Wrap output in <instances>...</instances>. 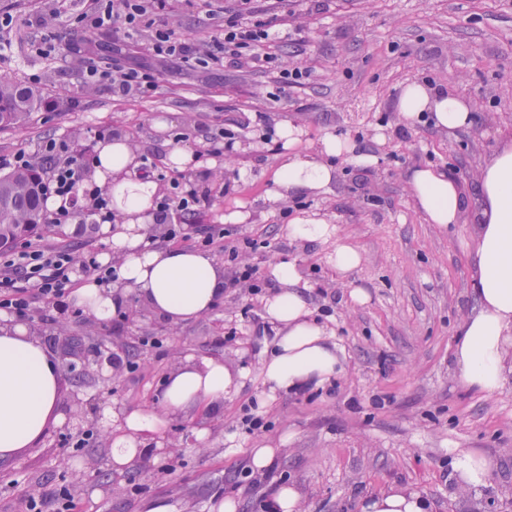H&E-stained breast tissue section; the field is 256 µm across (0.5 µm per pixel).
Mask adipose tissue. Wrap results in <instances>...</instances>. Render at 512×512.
<instances>
[{"label": "adipose tissue", "mask_w": 512, "mask_h": 512, "mask_svg": "<svg viewBox=\"0 0 512 512\" xmlns=\"http://www.w3.org/2000/svg\"><path fill=\"white\" fill-rule=\"evenodd\" d=\"M396 110L406 125L423 113L433 115L434 126L456 133L473 123L474 108L455 93L417 81L401 86ZM302 130L281 122L278 135L287 156L275 170L266 194L271 203L299 195L330 193L336 180L334 158L359 165L374 163L352 139L325 134L311 153H299ZM138 165L136 153L122 136L99 142L95 168L98 179L109 183L112 209V249L122 257L119 280L134 289L155 313L173 324L195 320L214 308L224 293V268L209 253L159 247L146 240L154 221L151 212L159 186L152 180L131 177ZM415 206L424 221L442 227L461 223L466 198L457 179L434 167H413L408 175ZM479 205L472 259V290L476 307L462 321L455 339L453 363L458 382L491 395L505 382L512 357V142L486 160L473 185ZM288 235L305 243L333 242L330 264L347 273L363 261L351 238L338 235L318 213H303L288 224ZM274 292L264 301V312L277 329L270 355L260 368L267 398L280 391L320 386L344 371L334 333L313 316L306 287L296 261L279 260L269 266ZM75 306L97 319L108 318L122 301L121 291L88 280L72 293ZM247 371L208 358L186 359L163 382L159 401L164 414L193 409L219 410L234 395ZM164 415L133 411L125 414L121 432L112 440L114 469L131 466L144 451V434L158 433ZM60 375L51 352L22 325L0 327V462L34 447L50 425L61 419ZM362 512H430L421 494L400 487L363 499Z\"/></svg>", "instance_id": "1"}]
</instances>
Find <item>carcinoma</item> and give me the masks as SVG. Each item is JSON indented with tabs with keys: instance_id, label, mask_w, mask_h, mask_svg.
Returning <instances> with one entry per match:
<instances>
[{
	"instance_id": "carcinoma-1",
	"label": "carcinoma",
	"mask_w": 512,
	"mask_h": 512,
	"mask_svg": "<svg viewBox=\"0 0 512 512\" xmlns=\"http://www.w3.org/2000/svg\"><path fill=\"white\" fill-rule=\"evenodd\" d=\"M46 104L42 91L0 79V130L23 125ZM43 175L30 169L0 174V249L45 233L60 236L63 225L47 223Z\"/></svg>"
}]
</instances>
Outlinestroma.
<instances>
[{
	"label": "stroma",
	"instance_id": "1",
	"mask_svg": "<svg viewBox=\"0 0 512 512\" xmlns=\"http://www.w3.org/2000/svg\"><path fill=\"white\" fill-rule=\"evenodd\" d=\"M236 0H170L157 23L176 37L206 40L224 26ZM83 0H0L12 22L0 27V77L44 91L48 103L18 128L0 132V157L33 152L51 138L95 149L114 133L155 165L162 195L177 171L172 148L195 153L184 175L209 191L198 224L224 227L225 245L252 267L260 294L229 288L201 318L170 324L135 292L121 322L97 321L75 306L37 301L10 315L56 357L63 414L43 439L0 464V512H27L29 498L62 492L76 512H146L164 499L171 512H212L233 498L236 512H268L272 485L301 492L302 512H361L365 496L403 486L434 512H512V371L486 396L461 386L452 365L454 338L476 305L471 288L477 226L425 223L407 183L414 165L447 167L471 185L484 161L512 139V0H289L267 13L287 24L275 47L288 66L310 69L302 86L280 88L275 72L232 64L175 67L154 62L152 96L120 100L112 83L85 79L88 68L111 67L112 52L145 46L151 31L91 29ZM428 82L474 106L470 128L447 136L418 123L404 126L398 88ZM264 124L252 121L255 112ZM302 128V148L326 133L349 136L377 161L337 160L329 194L279 206L265 200L284 150L276 128ZM234 131L232 152L209 154L210 131ZM250 213L228 224L236 203ZM320 212L363 252L355 271L329 264V244H306L286 231L296 211ZM252 238L256 248L243 247ZM296 260L309 284L315 317L336 334L344 374L323 387L266 400L260 366L275 331L264 316L270 263ZM365 288L362 306L346 302L349 284ZM149 344H142V337ZM80 339L68 353L71 339ZM120 356L119 368L107 363ZM220 358L248 372L222 414L191 411L170 417L151 449L125 472H114L113 414L159 411L158 388L187 356ZM282 454L264 473L249 469L248 451ZM466 451L493 458L486 485L463 487L453 460Z\"/></svg>",
	"mask_w": 512,
	"mask_h": 512
}]
</instances>
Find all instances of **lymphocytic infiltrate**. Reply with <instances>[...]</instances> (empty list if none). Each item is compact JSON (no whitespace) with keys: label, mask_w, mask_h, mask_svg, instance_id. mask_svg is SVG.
<instances>
[{"label":"lymphocytic infiltrate","mask_w":512,"mask_h":512,"mask_svg":"<svg viewBox=\"0 0 512 512\" xmlns=\"http://www.w3.org/2000/svg\"><path fill=\"white\" fill-rule=\"evenodd\" d=\"M167 0H112L111 9H100L98 0H89L83 14L92 27L101 28L122 21L125 29L135 30L144 25L153 28L154 34L148 51L160 59H173L185 65L221 64L228 62L238 67L258 72L276 70L278 82L284 87L300 85L306 78L304 70L280 67L271 45L278 40L268 20L253 0H241V9L228 14L224 28L209 40L194 42L175 38L168 28H158L153 17L164 10ZM88 76L98 81L112 80V94L118 99L129 96L145 98L156 86L154 76L145 65L133 63L127 67H113L112 71L90 69ZM42 161L51 162L48 187L51 197L60 199L58 208L51 211V223L64 224L79 210L80 187L83 181V160L86 152L75 151L63 139L51 138L40 146ZM202 199L196 192L187 190L159 202L156 220L165 225L164 241H193L195 245L210 247L224 236V229L217 224L196 228L188 232L187 225L197 218ZM83 210V209H80ZM89 224H108L113 220L106 199L94 197L90 208L83 210ZM94 275L99 282L117 277L115 264L100 263L93 250L78 252L70 247H47L40 243L23 242L17 251L0 254V312L25 313L36 300L60 302L80 277Z\"/></svg>","instance_id":"obj_1"}]
</instances>
